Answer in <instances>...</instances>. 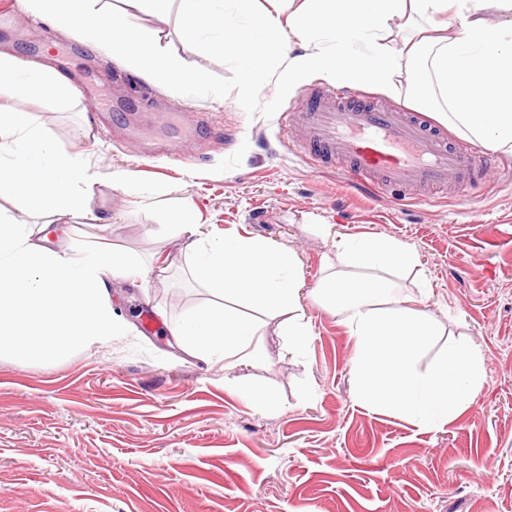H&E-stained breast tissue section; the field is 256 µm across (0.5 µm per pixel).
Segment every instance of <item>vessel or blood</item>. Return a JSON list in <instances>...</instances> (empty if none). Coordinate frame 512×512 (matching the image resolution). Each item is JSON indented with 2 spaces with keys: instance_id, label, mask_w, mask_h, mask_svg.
Instances as JSON below:
<instances>
[{
  "instance_id": "vessel-or-blood-1",
  "label": "vessel or blood",
  "mask_w": 512,
  "mask_h": 512,
  "mask_svg": "<svg viewBox=\"0 0 512 512\" xmlns=\"http://www.w3.org/2000/svg\"><path fill=\"white\" fill-rule=\"evenodd\" d=\"M298 129L300 150L317 162L344 159L362 185L404 196L444 185L463 192L489 169L486 153L449 144L423 113L326 86L306 90L297 110L283 112L281 133Z\"/></svg>"
}]
</instances>
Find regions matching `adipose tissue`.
Here are the masks:
<instances>
[{"label":"adipose tissue","instance_id":"1","mask_svg":"<svg viewBox=\"0 0 512 512\" xmlns=\"http://www.w3.org/2000/svg\"><path fill=\"white\" fill-rule=\"evenodd\" d=\"M18 8L60 29H74L90 49L135 69L183 99L223 103V87L198 66L167 54L155 33L99 0H16ZM493 8L501 20L488 26ZM184 35L197 54L221 55L242 90L274 80L278 96L312 74L381 92L407 94L463 138L495 149L512 147V0H182ZM456 34H449V24ZM74 87L60 71L0 52V197L15 208L81 218L95 182L85 155L63 151L34 124L22 100L64 102ZM167 233L186 238L191 276L207 300L183 307L165 325L180 350L208 365L247 350L255 320L288 314L286 350L302 353L310 334L302 299L340 315L354 343L357 402L423 429L454 423L484 382L481 355L468 343L436 349L432 313L395 280L418 264L409 247L387 238L337 242L340 265L352 279L324 277L312 291L295 254L270 241L203 231L183 205ZM48 224H18L0 213V352L43 363L119 335L110 285L138 280L150 267L136 256L88 251L75 257L48 246Z\"/></svg>","mask_w":512,"mask_h":512}]
</instances>
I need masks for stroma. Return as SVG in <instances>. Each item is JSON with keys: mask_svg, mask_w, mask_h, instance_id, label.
<instances>
[{"mask_svg": "<svg viewBox=\"0 0 512 512\" xmlns=\"http://www.w3.org/2000/svg\"><path fill=\"white\" fill-rule=\"evenodd\" d=\"M145 23L168 54L223 86V103L148 86L90 52L78 32L0 0V51L65 72L76 91L67 105L29 100L25 109L98 174L100 224L63 234V218L51 217L52 246L76 256L121 249L154 267L142 287L112 285L125 335L42 365L0 354V512H512V151H492L496 177L475 195L397 200L280 136L279 110L248 98L222 57L196 54L179 0ZM119 171L135 173L146 194L112 188ZM183 200L204 226L288 247L308 290L340 239L410 247L418 266L399 287L425 294L437 347L465 341L480 352L482 388L455 423L434 430L361 406L353 342L340 316L308 300L302 354L283 353L280 319L248 306L270 362L186 359L165 327L142 326L204 296L185 274V239L158 229ZM242 385L269 392L275 411L247 404Z\"/></svg>", "mask_w": 512, "mask_h": 512, "instance_id": "35a3bbf8", "label": "stroma"}]
</instances>
